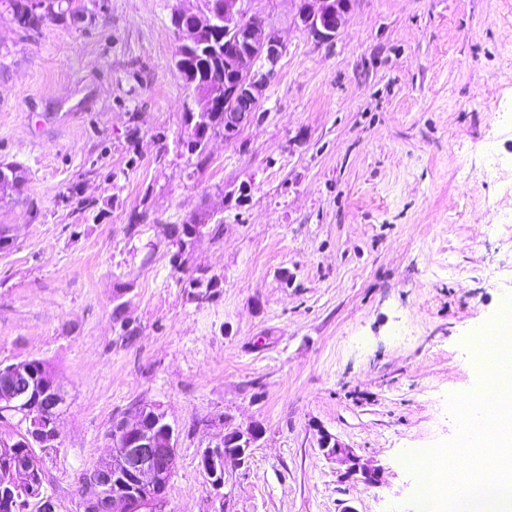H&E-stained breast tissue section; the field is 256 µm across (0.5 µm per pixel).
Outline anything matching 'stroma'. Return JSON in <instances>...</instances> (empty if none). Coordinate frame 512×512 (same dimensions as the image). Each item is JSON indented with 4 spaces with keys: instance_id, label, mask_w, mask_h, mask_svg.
I'll return each mask as SVG.
<instances>
[{
    "instance_id": "stroma-1",
    "label": "stroma",
    "mask_w": 512,
    "mask_h": 512,
    "mask_svg": "<svg viewBox=\"0 0 512 512\" xmlns=\"http://www.w3.org/2000/svg\"><path fill=\"white\" fill-rule=\"evenodd\" d=\"M246 7L284 51L201 167L172 15L202 0H73L30 29L0 0V164L23 176L0 197V363L64 390L36 452L58 512L144 403L178 432L166 512H418L401 455L455 435L462 341L512 296V0H351L330 42L299 0ZM253 422L214 488L203 449ZM324 432L380 482L345 479ZM188 121L193 122V126L190 129V132L188 133V138L185 141L187 144L188 149L191 152H194L197 154V157L199 159L198 165L203 166L207 163L208 158L206 154V139L199 131V124H197V118L194 120V114L193 112L189 113Z\"/></svg>"
}]
</instances>
